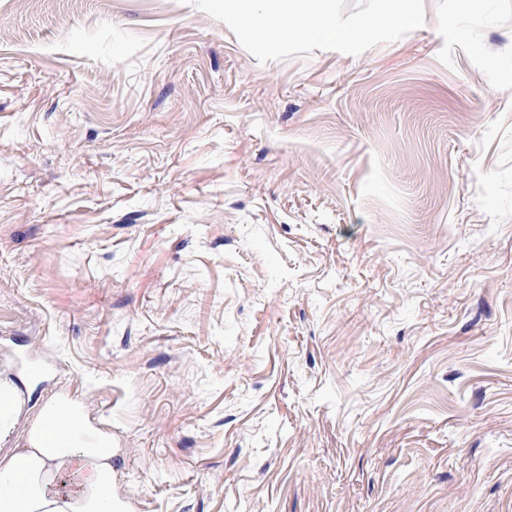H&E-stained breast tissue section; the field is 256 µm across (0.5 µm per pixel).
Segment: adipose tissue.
I'll return each instance as SVG.
<instances>
[{
	"label": "adipose tissue",
	"mask_w": 512,
	"mask_h": 512,
	"mask_svg": "<svg viewBox=\"0 0 512 512\" xmlns=\"http://www.w3.org/2000/svg\"><path fill=\"white\" fill-rule=\"evenodd\" d=\"M22 403L11 378H0V512H119L112 478L115 448L84 441L62 446L55 402H47L28 427L24 444L6 447Z\"/></svg>",
	"instance_id": "obj_1"
}]
</instances>
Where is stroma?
Segmentation results:
<instances>
[{
    "label": "stroma",
    "mask_w": 512,
    "mask_h": 512,
    "mask_svg": "<svg viewBox=\"0 0 512 512\" xmlns=\"http://www.w3.org/2000/svg\"><path fill=\"white\" fill-rule=\"evenodd\" d=\"M259 63L181 0H0V365L136 512H512V0Z\"/></svg>",
    "instance_id": "obj_1"
}]
</instances>
